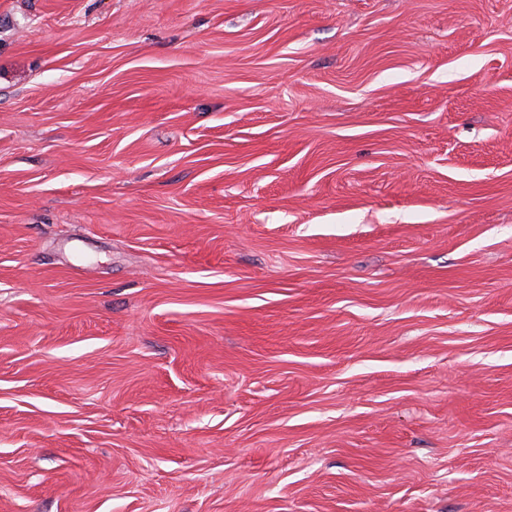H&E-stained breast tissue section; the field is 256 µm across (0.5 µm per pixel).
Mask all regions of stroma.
<instances>
[{"label": "stroma", "instance_id": "stroma-1", "mask_svg": "<svg viewBox=\"0 0 512 512\" xmlns=\"http://www.w3.org/2000/svg\"><path fill=\"white\" fill-rule=\"evenodd\" d=\"M0 512H512V0H0Z\"/></svg>", "mask_w": 512, "mask_h": 512}]
</instances>
